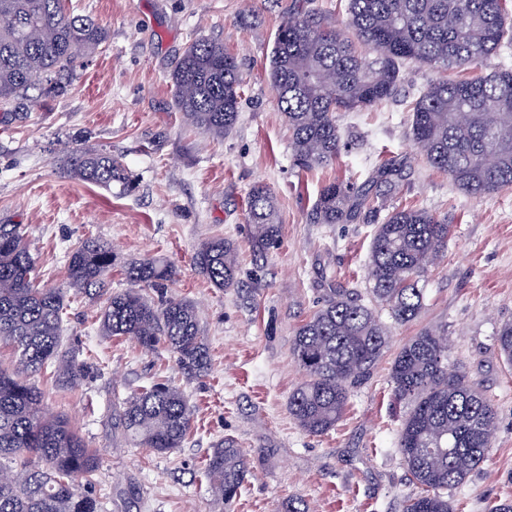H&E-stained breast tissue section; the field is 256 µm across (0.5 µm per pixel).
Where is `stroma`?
Wrapping results in <instances>:
<instances>
[{
	"label": "stroma",
	"instance_id": "stroma-1",
	"mask_svg": "<svg viewBox=\"0 0 512 512\" xmlns=\"http://www.w3.org/2000/svg\"><path fill=\"white\" fill-rule=\"evenodd\" d=\"M67 11L94 17L107 39L68 91L31 88L0 106V224L20 225L39 285H68L71 248L89 236L114 252L110 287L126 288L125 266L147 258L173 264L169 295L195 301L209 346L205 376L180 369L169 350L142 351L129 339L98 331L100 307L71 299L63 338L98 371L78 386L51 373L31 375L50 412L63 414L103 463L97 493L106 512H277L288 497L310 512H401L416 493L397 447L409 410L397 401L391 364L426 327L447 330L448 366L490 396L497 418L490 452L448 497L462 512H490L512 500V369L496 336L512 322V188L473 199L431 168L410 137L412 104L430 81L484 77L512 69V48L483 64L431 70L405 63L393 99L337 115L348 150L328 166L304 168L277 105L269 60L275 33L297 8L343 26L347 0H64ZM223 42L243 83L239 118L221 139L188 126L174 107L171 66L198 39ZM103 150L122 159L132 189H104L68 177L64 147ZM404 158L406 176L389 201L448 220V249L425 277L418 319L392 329L386 353L350 391L335 428L314 436L288 410L304 375L292 355L297 327L325 299L328 282L358 289L367 280L369 224H314L312 209L333 180L362 183L379 163ZM273 194L281 243L264 257L250 246L247 200L253 186ZM220 236L239 253L240 287L214 288L194 264L201 245ZM180 388L194 415L182 447L157 455L124 439L116 402L153 378ZM231 437L253 468L230 505L212 496L204 465L214 444Z\"/></svg>",
	"mask_w": 512,
	"mask_h": 512
}]
</instances>
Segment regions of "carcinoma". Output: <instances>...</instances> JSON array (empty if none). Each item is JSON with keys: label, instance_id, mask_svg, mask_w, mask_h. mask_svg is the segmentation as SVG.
Instances as JSON below:
<instances>
[{"label": "carcinoma", "instance_id": "1", "mask_svg": "<svg viewBox=\"0 0 512 512\" xmlns=\"http://www.w3.org/2000/svg\"><path fill=\"white\" fill-rule=\"evenodd\" d=\"M504 0H347L345 28L329 26L316 12L298 9L275 34L270 78L278 106L292 131L300 164L328 165L347 147L336 120L339 112L372 108L391 99L400 66L415 60L433 70L483 63L512 46V18ZM13 18L0 27V104L8 105L35 85L47 94L66 91L68 79L106 41L107 32L87 15H71L62 0H0V14ZM77 46L81 54L74 55ZM176 108L201 133L224 137L239 116L242 82L238 62L224 43L200 39L171 70ZM466 113L462 121L457 114ZM412 139L433 168L471 197L512 187V70L479 80L431 81L412 107ZM496 158L488 164V156ZM67 172L84 183L112 189L130 181L110 153L74 149ZM405 177L402 162L390 159L364 185L325 184L312 211L315 224H356L386 210L388 197ZM247 223L255 253L280 244L273 196L258 185L248 197ZM450 225L424 209L387 210L376 225L367 278L376 308L347 288L327 289L323 305L295 332L292 354L305 373L288 399L298 426L321 435L346 411L349 388L360 383L382 356L391 326L417 319L424 306L421 278L448 246ZM195 263L218 288H237L236 249L223 238L205 242ZM112 247L86 238L71 250L67 280L74 295L103 301L102 335L130 338L144 351L167 349L181 370L203 375L209 347L195 302L166 295L175 268L148 258L124 270L131 288L105 289ZM68 292L35 281V262L18 224H0V346L15 354L12 371L0 369V512H103L94 493L100 455L87 448L67 419L43 406L41 392L26 377L50 369L63 386L94 371V364L67 353L62 322ZM506 364H512V323L497 333ZM446 333L424 330L405 343L391 367L393 394L410 405L398 448L418 492L402 512H456L448 489L464 483L484 461L494 424L492 400L460 370L448 368ZM117 427L132 443L165 454L183 445L193 425L182 392L156 379L127 398ZM204 473L216 500L240 495L250 460L231 438L218 442Z\"/></svg>", "mask_w": 512, "mask_h": 512}]
</instances>
